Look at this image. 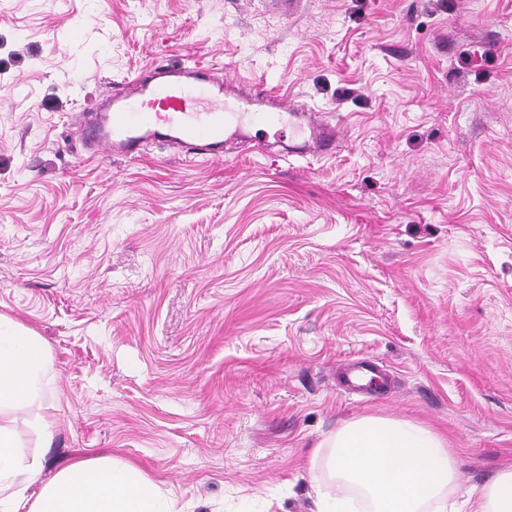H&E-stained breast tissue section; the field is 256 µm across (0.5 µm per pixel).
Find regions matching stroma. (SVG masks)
Returning a JSON list of instances; mask_svg holds the SVG:
<instances>
[{
    "label": "stroma",
    "mask_w": 512,
    "mask_h": 512,
    "mask_svg": "<svg viewBox=\"0 0 512 512\" xmlns=\"http://www.w3.org/2000/svg\"><path fill=\"white\" fill-rule=\"evenodd\" d=\"M326 113L333 155H87L155 53ZM0 314L59 420L0 412L41 481L131 461L192 512H316L322 442L379 416L512 465V0H0ZM370 361L392 378L360 395Z\"/></svg>",
    "instance_id": "obj_1"
}]
</instances>
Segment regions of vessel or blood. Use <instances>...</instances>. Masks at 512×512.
<instances>
[{"label":"vessel or blood","instance_id":"obj_1","mask_svg":"<svg viewBox=\"0 0 512 512\" xmlns=\"http://www.w3.org/2000/svg\"><path fill=\"white\" fill-rule=\"evenodd\" d=\"M214 68L157 56L140 74L111 86L76 129L92 152L135 157L149 144H164L192 160L220 161L226 142L247 138L250 126L289 123L299 133L297 153H326L338 131L301 105H285L263 84L234 93Z\"/></svg>","mask_w":512,"mask_h":512}]
</instances>
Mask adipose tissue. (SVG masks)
Masks as SVG:
<instances>
[{"label": "adipose tissue", "instance_id": "obj_1", "mask_svg": "<svg viewBox=\"0 0 512 512\" xmlns=\"http://www.w3.org/2000/svg\"><path fill=\"white\" fill-rule=\"evenodd\" d=\"M50 369L41 336L0 315V408L38 400ZM325 445L330 480L315 487L316 512H344L354 490L369 512H512V468L459 498L455 453L411 421L365 416ZM44 466L43 456H21L11 428L0 423V512H179L177 500L130 462L76 459L43 483Z\"/></svg>", "mask_w": 512, "mask_h": 512}]
</instances>
